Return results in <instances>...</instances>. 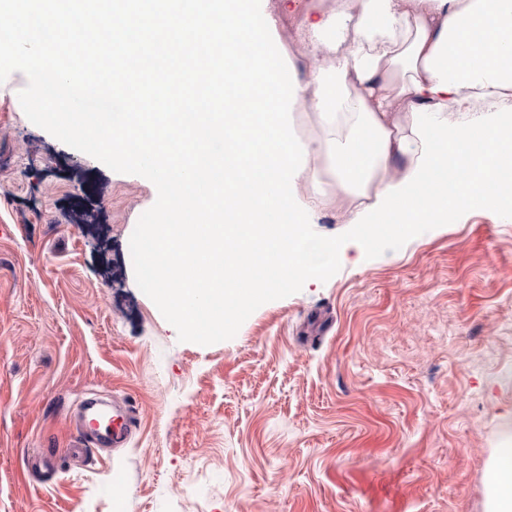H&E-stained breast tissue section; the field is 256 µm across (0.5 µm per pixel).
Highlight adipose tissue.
<instances>
[{
	"label": "adipose tissue",
	"mask_w": 512,
	"mask_h": 512,
	"mask_svg": "<svg viewBox=\"0 0 512 512\" xmlns=\"http://www.w3.org/2000/svg\"><path fill=\"white\" fill-rule=\"evenodd\" d=\"M77 0H11L0 42L35 40L55 70L82 52ZM252 0H119L109 27L112 98L103 148L152 158L163 207L136 230L137 280L180 335L222 337L264 295L316 282L335 267L306 225L324 212L375 244L418 224L512 212V0H276L263 23ZM319 66L297 75L275 31ZM163 83L206 81L220 65L224 108L144 112L128 78L160 59ZM314 109L302 136L294 115ZM463 116L459 125L449 113ZM488 512H512V448L487 475Z\"/></svg>",
	"instance_id": "adipose-tissue-1"
}]
</instances>
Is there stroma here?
Returning a JSON list of instances; mask_svg holds the SVG:
<instances>
[{
	"label": "stroma",
	"mask_w": 512,
	"mask_h": 512,
	"mask_svg": "<svg viewBox=\"0 0 512 512\" xmlns=\"http://www.w3.org/2000/svg\"><path fill=\"white\" fill-rule=\"evenodd\" d=\"M0 53V512H486L512 443V220L356 243L223 339L176 335L140 288L144 161L61 137L43 71ZM130 406L121 448L68 459L88 398Z\"/></svg>",
	"instance_id": "1"
}]
</instances>
